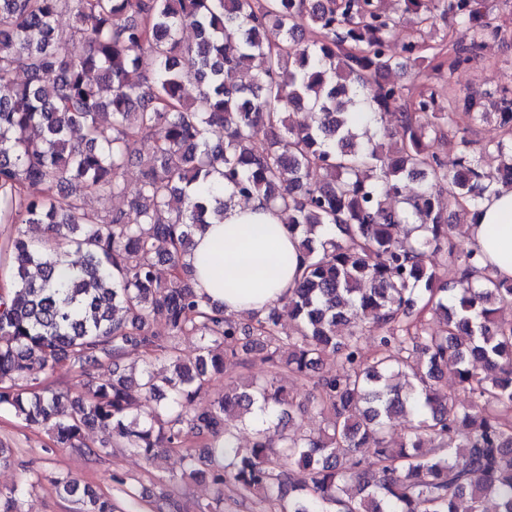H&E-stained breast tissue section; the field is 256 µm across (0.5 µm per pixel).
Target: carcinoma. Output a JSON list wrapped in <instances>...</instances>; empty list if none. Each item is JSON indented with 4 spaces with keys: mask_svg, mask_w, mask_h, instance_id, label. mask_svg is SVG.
Returning <instances> with one entry per match:
<instances>
[{
    "mask_svg": "<svg viewBox=\"0 0 512 512\" xmlns=\"http://www.w3.org/2000/svg\"><path fill=\"white\" fill-rule=\"evenodd\" d=\"M400 3L396 16L382 0H0V224L45 226L0 258L1 409L88 455L119 445L149 463L183 448L187 469L171 482L206 479L218 505L227 489L268 512H460L463 502L512 512V280L458 244L446 217L512 186V87L476 96L425 84L405 97L394 73L451 75L498 30L484 0ZM434 13L467 41L427 56L422 26ZM406 17L416 36L396 49ZM188 27L200 41L182 38ZM76 43L86 46L77 55ZM228 69L252 78L230 83ZM487 99L502 134L478 147L466 133L490 116ZM356 112L374 124L392 116L399 139L358 128ZM450 136L451 158L436 148ZM144 143L130 196L124 171ZM226 191L288 213L300 236L286 333L276 308L246 322L224 315L183 262L193 237L224 219ZM101 193L126 207L96 214L88 197ZM408 224L423 235L410 239ZM442 264L457 268L452 289ZM364 335L376 337L372 354ZM170 336L195 337V356ZM129 346L146 355L135 384L122 365ZM330 359L340 368L328 375ZM100 363L111 376L75 400L31 388L59 367ZM256 364L262 377L235 375ZM218 376L230 377L224 392L195 408ZM288 376L312 384L321 431L288 432L303 409L281 384ZM450 377L476 408L456 405ZM256 408L264 418L243 450L237 422ZM401 414L414 424L395 444L385 433ZM89 427L108 434L102 447L83 442ZM53 483L63 498L80 487ZM84 496V512H118L110 495ZM0 512H22L16 489L0 490Z\"/></svg>",
    "mask_w": 512,
    "mask_h": 512,
    "instance_id": "cac0c4a2",
    "label": "carcinoma"
}]
</instances>
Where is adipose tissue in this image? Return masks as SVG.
I'll return each mask as SVG.
<instances>
[{"mask_svg":"<svg viewBox=\"0 0 512 512\" xmlns=\"http://www.w3.org/2000/svg\"><path fill=\"white\" fill-rule=\"evenodd\" d=\"M469 247L498 277L512 279V188L497 186L467 227ZM299 238L277 209L260 199L232 202L222 222L194 236L185 260L197 292L236 316L262 315L281 306L301 264Z\"/></svg>","mask_w":512,"mask_h":512,"instance_id":"ef3b65f1","label":"adipose tissue"}]
</instances>
